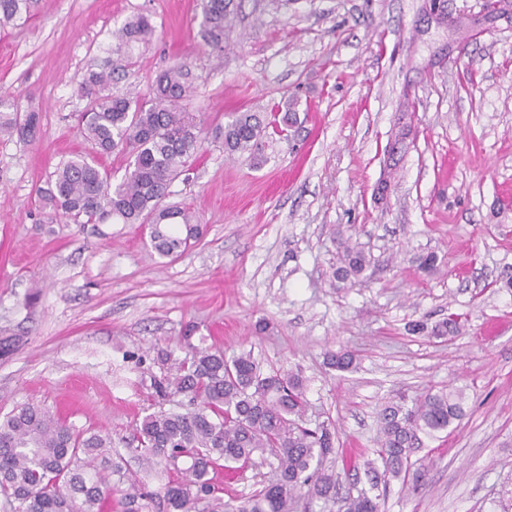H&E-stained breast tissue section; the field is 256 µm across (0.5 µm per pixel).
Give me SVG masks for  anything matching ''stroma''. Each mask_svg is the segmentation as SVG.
Wrapping results in <instances>:
<instances>
[{"label":"stroma","instance_id":"35a3bbf8","mask_svg":"<svg viewBox=\"0 0 512 512\" xmlns=\"http://www.w3.org/2000/svg\"><path fill=\"white\" fill-rule=\"evenodd\" d=\"M485 4L236 0L219 60L200 45L201 0H37L27 21L0 27V98L40 116L35 140L0 138V415L33 401L109 435L160 491L165 475L127 442L190 328L196 346L252 351L262 372L302 370L309 420L335 421L340 455L358 464L381 403L462 390L466 417L424 443V482L392 481L382 512H512V0ZM139 12L155 39L113 93L147 97L184 59L207 123L290 100L302 121L267 139L259 164L201 133L194 169L170 187L201 235L168 259L139 225L51 222L34 204L86 150L83 77ZM344 242L367 266L336 284ZM451 312L468 317L456 338L411 330ZM339 348L353 370L327 366ZM270 476L214 481L239 501Z\"/></svg>","mask_w":512,"mask_h":512}]
</instances>
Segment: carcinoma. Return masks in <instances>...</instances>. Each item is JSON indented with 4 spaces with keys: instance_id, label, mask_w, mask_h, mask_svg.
<instances>
[{
    "instance_id": "1",
    "label": "carcinoma",
    "mask_w": 512,
    "mask_h": 512,
    "mask_svg": "<svg viewBox=\"0 0 512 512\" xmlns=\"http://www.w3.org/2000/svg\"><path fill=\"white\" fill-rule=\"evenodd\" d=\"M32 0H0V25L30 14ZM233 0H201L200 38L211 53L224 48V31L234 14ZM155 26L137 14L112 32L115 45L93 64L82 83L89 100L80 131L94 154L80 153L56 171L39 200L77 224H144L153 251L161 258L183 253L200 234L193 208L169 202L170 185L200 148L201 115L189 108L193 75L185 61L160 71L146 100L112 94L114 78L137 65L133 48L150 43ZM269 123L253 109L233 113L212 128L229 155L247 153L259 161ZM36 112L0 100V137L33 140ZM111 154L129 159L124 176L112 181L99 162ZM344 263L333 278L344 283L366 267L361 252L342 244ZM461 317L449 314L432 326L412 331L437 338L456 336ZM188 356L156 382L161 401L181 395L191 409L160 410L135 425L132 443L148 465L163 469L168 481L157 494L142 490L112 459V439L79 430L41 405L28 403L0 417V496L11 512H152L160 497L169 512H295L300 497L319 512H381L390 478L418 485L425 469L411 461L422 437L437 434L465 416L462 394L428 390L408 400L400 396L378 411L374 458L364 465L368 487L342 496L336 470L326 462L338 454L336 423L310 427L305 379L293 371L264 374L251 355L230 359L221 349L197 348L184 337ZM355 363L347 349L329 351L330 368L346 372ZM276 460L273 477L234 504L218 496V469L237 470Z\"/></svg>"
}]
</instances>
